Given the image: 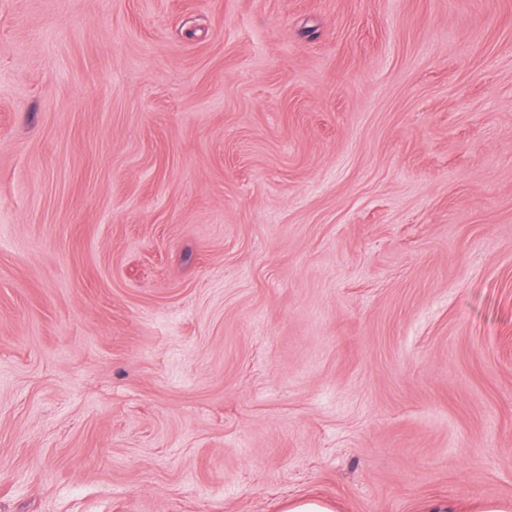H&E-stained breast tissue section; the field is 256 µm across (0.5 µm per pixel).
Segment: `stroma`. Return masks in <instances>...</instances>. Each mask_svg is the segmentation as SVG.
<instances>
[{"label":"stroma","mask_w":512,"mask_h":512,"mask_svg":"<svg viewBox=\"0 0 512 512\" xmlns=\"http://www.w3.org/2000/svg\"><path fill=\"white\" fill-rule=\"evenodd\" d=\"M512 499V0H0V512Z\"/></svg>","instance_id":"1"}]
</instances>
